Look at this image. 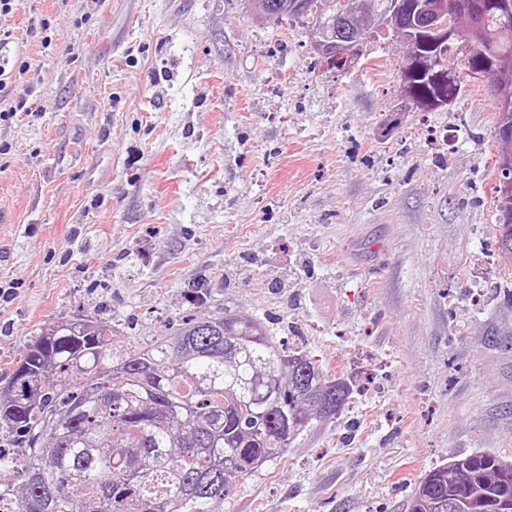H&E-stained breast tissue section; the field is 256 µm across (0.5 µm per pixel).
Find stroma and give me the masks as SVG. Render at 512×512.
<instances>
[{
	"mask_svg": "<svg viewBox=\"0 0 512 512\" xmlns=\"http://www.w3.org/2000/svg\"><path fill=\"white\" fill-rule=\"evenodd\" d=\"M0 25L37 95L0 123V386L54 322L114 320L121 351L202 287L208 311L264 318L352 388L220 512H406L451 456L512 460L486 84L402 110L400 40L329 72L310 24L273 26L249 0H23Z\"/></svg>",
	"mask_w": 512,
	"mask_h": 512,
	"instance_id": "obj_1",
	"label": "stroma"
}]
</instances>
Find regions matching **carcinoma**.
<instances>
[{
    "label": "carcinoma",
    "instance_id": "1",
    "mask_svg": "<svg viewBox=\"0 0 512 512\" xmlns=\"http://www.w3.org/2000/svg\"><path fill=\"white\" fill-rule=\"evenodd\" d=\"M252 0L266 22L312 21L322 42L391 34L418 67L402 90L420 111L456 103L468 79L448 67L455 44L421 32L417 0ZM439 24L471 44L465 69L491 62L489 89L512 102V7L457 0ZM508 145L494 183L498 243L512 258V111L495 130ZM116 325L74 316L44 328L0 388V512H216L233 488L288 453L313 420L336 418L352 390L323 361L292 348L256 316H184L169 334L117 356ZM512 505V462L491 453L452 456L417 482L407 512H501Z\"/></svg>",
    "mask_w": 512,
    "mask_h": 512
}]
</instances>
